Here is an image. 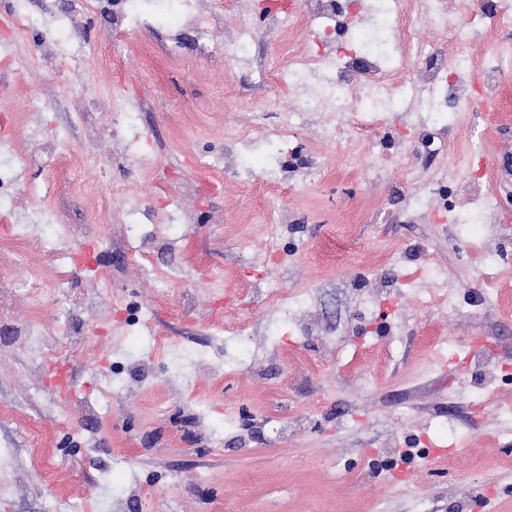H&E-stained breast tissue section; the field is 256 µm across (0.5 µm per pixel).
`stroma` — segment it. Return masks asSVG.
I'll return each mask as SVG.
<instances>
[{
	"label": "stroma",
	"instance_id": "obj_1",
	"mask_svg": "<svg viewBox=\"0 0 512 512\" xmlns=\"http://www.w3.org/2000/svg\"><path fill=\"white\" fill-rule=\"evenodd\" d=\"M199 4L217 21L216 51L187 41L171 56L186 20L158 0H141L131 31L80 0H0V58L29 63L0 71L13 131L0 161L27 151L37 125L83 150L74 169L26 173L52 185L28 213L0 208V261L18 254L42 275L0 315V405L14 409L0 421V512H103L115 495L123 512H482L487 498L512 512V385L468 358L481 341L512 370V222L414 190L465 175L454 144L484 147V190L512 172V75L492 108L443 113L436 127L399 105L379 114L372 150L326 140L333 112L310 113L281 143L269 133L295 99L257 69L304 50L310 23L279 36L250 0ZM21 10L75 16L52 66L36 62L52 28L18 34ZM242 26L257 38L228 73L219 47ZM117 106L134 121L116 137L100 125ZM202 168L222 192L200 183ZM113 185L127 196H109ZM267 197L284 221L257 223ZM48 224L112 240L66 293L42 263ZM145 235L161 245L148 260ZM95 279L112 286L78 310ZM74 313L88 333L112 325L98 364L80 345L58 359L78 393L107 391L93 420L14 334L32 321L44 342L63 339ZM125 354L132 368L111 377L109 358ZM203 354L209 365L195 367ZM428 442L455 453L391 484L389 447Z\"/></svg>",
	"mask_w": 512,
	"mask_h": 512
}]
</instances>
